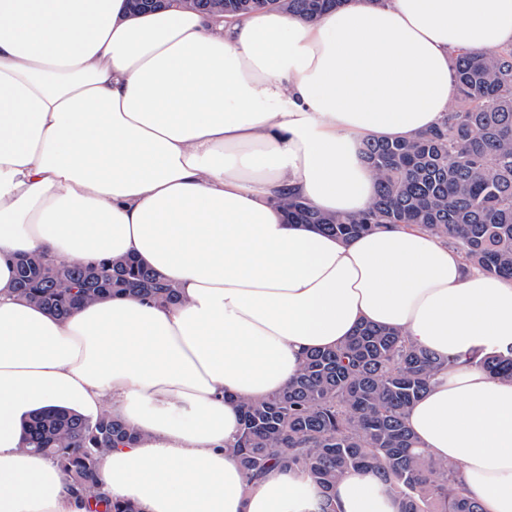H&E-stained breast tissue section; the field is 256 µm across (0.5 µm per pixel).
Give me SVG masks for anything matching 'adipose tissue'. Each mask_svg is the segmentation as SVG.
Instances as JSON below:
<instances>
[{
	"label": "adipose tissue",
	"mask_w": 512,
	"mask_h": 512,
	"mask_svg": "<svg viewBox=\"0 0 512 512\" xmlns=\"http://www.w3.org/2000/svg\"><path fill=\"white\" fill-rule=\"evenodd\" d=\"M510 46L512 0H346L313 22L0 0V512H86L24 448L26 418L47 409L137 429L102 458L100 491L138 512H315L303 478L274 467L248 483L236 402L364 323L451 360L407 425L484 512H512V381L464 359L512 345V281L417 229L345 240L276 203L367 210L359 143L438 126L452 51ZM30 253L132 256L181 302L118 296L60 318L14 290ZM334 496L337 512H397L370 474Z\"/></svg>",
	"instance_id": "1"
}]
</instances>
